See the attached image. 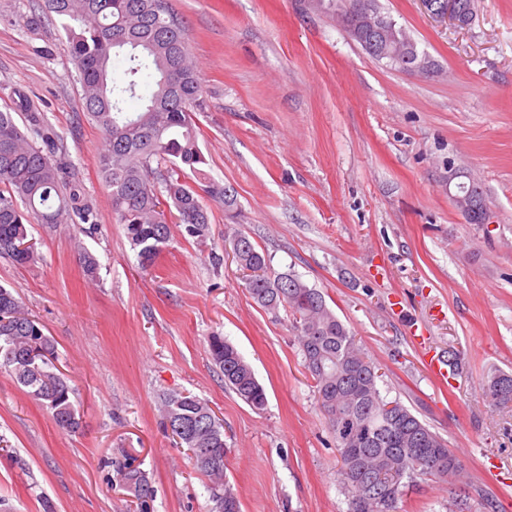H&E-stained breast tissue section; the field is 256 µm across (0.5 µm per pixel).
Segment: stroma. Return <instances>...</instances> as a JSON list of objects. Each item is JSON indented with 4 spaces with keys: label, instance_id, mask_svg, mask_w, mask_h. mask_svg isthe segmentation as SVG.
Here are the masks:
<instances>
[{
    "label": "stroma",
    "instance_id": "stroma-1",
    "mask_svg": "<svg viewBox=\"0 0 512 512\" xmlns=\"http://www.w3.org/2000/svg\"><path fill=\"white\" fill-rule=\"evenodd\" d=\"M196 63L195 120L208 182L233 188L235 220L203 196L204 240L173 225L153 267L112 216L59 21L31 27L34 0H0V110L32 91L63 140L99 222L30 224L39 260L0 257V285L41 323L73 389L81 426L0 370V512H130L114 461L133 453L153 512H216L209 481L162 426L161 401L208 403L230 450L241 512H348L336 444L286 308L250 297L225 236L241 232L322 291L400 398L454 449L455 483L419 481L401 512H512V408L483 393L512 371V0H477L469 26L434 20L420 0H378L437 65L425 76L372 59L305 0H169ZM478 182L491 223L457 209L451 169ZM100 263L89 280L82 250ZM462 353L452 388L432 380L413 332ZM232 342L264 386L255 410L225 386L209 336Z\"/></svg>",
    "mask_w": 512,
    "mask_h": 512
}]
</instances>
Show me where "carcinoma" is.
<instances>
[{
	"label": "carcinoma",
	"instance_id": "1",
	"mask_svg": "<svg viewBox=\"0 0 512 512\" xmlns=\"http://www.w3.org/2000/svg\"><path fill=\"white\" fill-rule=\"evenodd\" d=\"M360 0H314V10L331 14L356 8ZM61 21L64 49L76 64L87 117L102 131L99 156L109 189L112 215L124 226L139 264L152 266L171 237V221L198 240L210 217L187 181L202 175L206 158L199 147L194 113L204 110L197 67L185 31L169 0H38L29 18ZM385 35L371 34L357 43L381 61L379 45L407 44L406 61H387L399 71L435 62L419 54L405 28L383 16ZM127 53L126 68L111 76L112 57ZM13 111H0V254L30 265L39 255L29 239L31 220L39 224H73L78 231L97 224L96 207L72 174L68 154L45 123L32 96L14 91ZM137 99L139 109L127 111ZM24 114L25 122L16 116ZM466 200L465 218L479 224L488 211L479 183L457 184ZM207 193L224 201L234 219L236 199L229 188L207 185ZM241 269H261L246 283L261 307L289 309L297 340L329 432L336 441L339 476L349 512H398L406 489L418 479L460 477L462 465L448 441L433 431L399 398L382 391L378 366L336 316L319 290L300 277L271 268L270 257L244 234L229 239ZM208 351L224 383L249 406L267 402L264 387L236 347L220 335L208 339ZM55 346L42 325L24 312L12 291L0 285V368L8 369L27 393L52 411L56 424L69 432L80 426L70 399L71 388L55 371ZM486 398L499 408L512 404V374L495 370L484 385ZM162 418L172 437L191 452L196 470L208 478L219 512H241L239 497L225 481L227 449L220 420L209 405L194 397L164 398ZM117 476L136 512H150L153 490L146 474L127 463Z\"/></svg>",
	"mask_w": 512,
	"mask_h": 512
}]
</instances>
